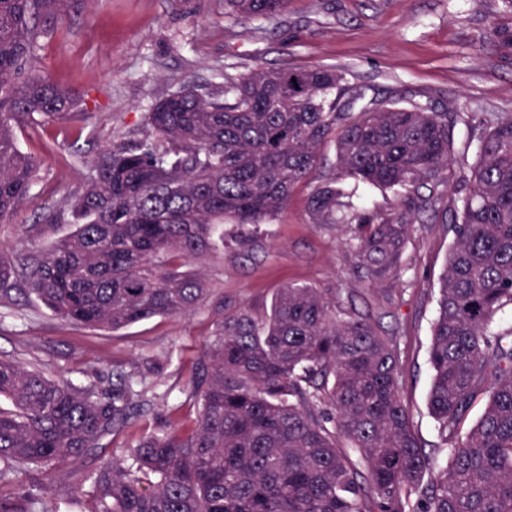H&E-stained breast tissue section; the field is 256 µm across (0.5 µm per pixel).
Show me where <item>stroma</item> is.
Here are the masks:
<instances>
[{
	"instance_id": "1",
	"label": "stroma",
	"mask_w": 512,
	"mask_h": 512,
	"mask_svg": "<svg viewBox=\"0 0 512 512\" xmlns=\"http://www.w3.org/2000/svg\"><path fill=\"white\" fill-rule=\"evenodd\" d=\"M497 28L512 29V0H288L281 15L246 22L227 15L224 0H77L67 16L46 22L28 68L71 91L83 112L16 127L17 145L35 161L36 174L16 211L0 221V247L29 253L67 236L70 225L45 218L82 192L104 148L142 130L145 113L181 82L239 75L258 63L335 67L346 72L349 89L369 97L410 94L438 111L466 108L473 121L456 126L448 171V185L456 187L470 176L489 122L512 114V49L498 46ZM312 187L308 180L292 189L285 208L259 226L256 246L183 262V270H203L208 288L191 314L112 330L65 322L33 298L0 307V358L99 390L122 372L148 401L95 454L19 464L15 480L56 512H92L91 475L104 461L128 462L141 437L195 421L193 381L225 307L262 304L288 284L354 303L395 334L401 399L443 470L448 456L427 406L429 347L453 229L426 217L415 225L398 272L374 284L358 266L353 225L311 222Z\"/></svg>"
}]
</instances>
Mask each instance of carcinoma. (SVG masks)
Masks as SVG:
<instances>
[{
    "label": "carcinoma",
    "instance_id": "carcinoma-1",
    "mask_svg": "<svg viewBox=\"0 0 512 512\" xmlns=\"http://www.w3.org/2000/svg\"><path fill=\"white\" fill-rule=\"evenodd\" d=\"M71 0H0V221L34 179L13 128L37 117L63 120L76 99L27 70L42 24ZM288 0H224L236 16L274 17ZM332 67L270 68L187 81L145 113L146 138L104 149L95 174L50 224L76 225L50 248L0 250V305L32 295L57 317L120 329L192 312L206 292L202 259L224 225L265 223L336 146L333 171L310 194L314 224L356 225L360 267L393 276L421 215L438 216L448 188L461 110L414 100L345 96ZM464 195L443 214L454 239L439 278L429 350L428 409L448 453L433 476L430 457L399 394L395 336L336 296L286 285L270 305L227 311L207 344L195 383V425L142 437L131 464L94 473L95 512H512V115L478 139ZM389 189L390 211L362 209L357 184ZM138 394L118 377L112 392L58 382L0 359V481L17 462L87 456L131 420ZM484 412L465 434L472 400ZM333 427H328V424ZM0 512L35 507L19 487Z\"/></svg>",
    "mask_w": 512,
    "mask_h": 512
}]
</instances>
